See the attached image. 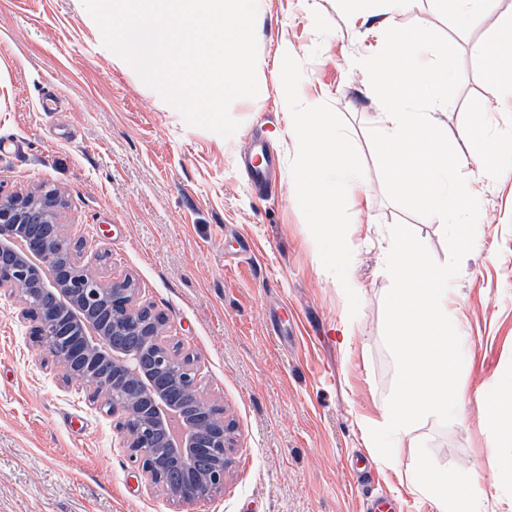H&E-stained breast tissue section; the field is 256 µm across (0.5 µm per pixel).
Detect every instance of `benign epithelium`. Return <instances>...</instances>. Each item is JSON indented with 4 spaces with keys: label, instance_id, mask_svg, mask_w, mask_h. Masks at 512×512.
<instances>
[{
    "label": "benign epithelium",
    "instance_id": "benign-epithelium-1",
    "mask_svg": "<svg viewBox=\"0 0 512 512\" xmlns=\"http://www.w3.org/2000/svg\"><path fill=\"white\" fill-rule=\"evenodd\" d=\"M0 198V294L33 322L36 345L91 400L120 414L122 447L148 486L180 509L224 489L232 466L224 409L200 390L194 359L166 340V316L133 280L108 283L58 252L63 197Z\"/></svg>",
    "mask_w": 512,
    "mask_h": 512
}]
</instances>
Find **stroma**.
Returning <instances> with one entry per match:
<instances>
[{
	"instance_id": "stroma-1",
	"label": "stroma",
	"mask_w": 512,
	"mask_h": 512,
	"mask_svg": "<svg viewBox=\"0 0 512 512\" xmlns=\"http://www.w3.org/2000/svg\"><path fill=\"white\" fill-rule=\"evenodd\" d=\"M510 11L512 0H501L461 27L435 0H411L393 17L457 42L462 81L436 118L468 159L476 156L464 131L471 100L494 127L512 123V101L500 99L473 51ZM384 33L379 18L344 15L337 0H258L266 66L258 96L232 104L241 126L226 139L188 124L106 48L83 0H0V139L19 145L0 154V194L61 192L58 221L80 239L81 263L107 280L131 278L168 318V340L195 357L233 446L223 491L197 512H358L361 491L348 474L355 458L379 475L375 492L392 512H435L408 490L411 476H471L495 428L512 425V409L473 400L494 378L512 390V176H502L476 186L480 240L450 295L465 420L422 419L389 461L365 444L396 377L384 341L390 227L408 225L437 263L449 259L443 225L387 197L369 137L382 105L358 61L381 50ZM288 51L303 64L302 103L329 104L343 119L374 188L349 240L361 305L348 345L346 295L324 273L296 198L281 86ZM50 92L57 101L45 112ZM253 135L279 159L264 191L237 162ZM116 423L65 381L13 300L0 298V512H176L120 448Z\"/></svg>"
}]
</instances>
